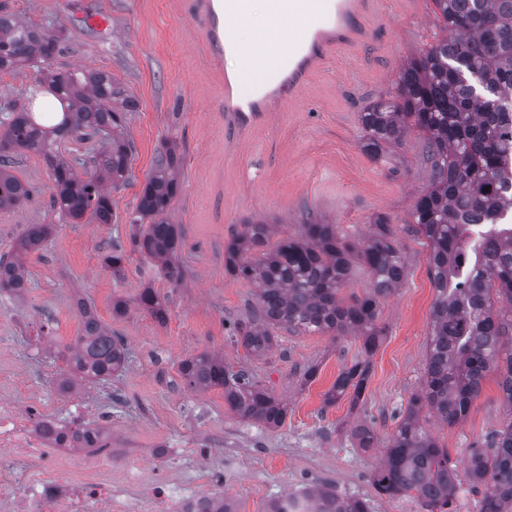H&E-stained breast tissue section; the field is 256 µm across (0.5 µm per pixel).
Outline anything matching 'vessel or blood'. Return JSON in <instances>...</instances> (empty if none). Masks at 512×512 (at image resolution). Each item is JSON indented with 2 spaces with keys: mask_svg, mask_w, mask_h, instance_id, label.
I'll use <instances>...</instances> for the list:
<instances>
[{
  "mask_svg": "<svg viewBox=\"0 0 512 512\" xmlns=\"http://www.w3.org/2000/svg\"><path fill=\"white\" fill-rule=\"evenodd\" d=\"M244 0H189L188 9L204 23V32L214 58H222L230 41L224 36L221 14H235L242 10ZM374 8V0H336L335 15L318 28L309 41L303 43L295 57L288 62V72L283 85L266 88L256 98L242 99L232 82H224V116L240 128L257 123L273 103H285L286 93H298L309 76L322 68L328 57L342 47L363 43L368 32L363 20Z\"/></svg>",
  "mask_w": 512,
  "mask_h": 512,
  "instance_id": "b4317fda",
  "label": "vessel or blood"
}]
</instances>
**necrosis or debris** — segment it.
Masks as SVG:
<instances>
[{
  "mask_svg": "<svg viewBox=\"0 0 512 512\" xmlns=\"http://www.w3.org/2000/svg\"><path fill=\"white\" fill-rule=\"evenodd\" d=\"M53 418L35 407L0 403V512H214L223 479L174 494L169 480L117 494L111 453L61 444Z\"/></svg>",
  "mask_w": 512,
  "mask_h": 512,
  "instance_id": "obj_1",
  "label": "necrosis or debris"
}]
</instances>
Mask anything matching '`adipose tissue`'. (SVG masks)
Wrapping results in <instances>:
<instances>
[{
	"label": "adipose tissue",
	"mask_w": 512,
	"mask_h": 512,
	"mask_svg": "<svg viewBox=\"0 0 512 512\" xmlns=\"http://www.w3.org/2000/svg\"><path fill=\"white\" fill-rule=\"evenodd\" d=\"M259 25L260 31L251 39H243L242 34L252 25ZM311 22L300 13L291 11L288 4L272 8L271 4L257 6L256 0H245L240 15L225 18L224 26L238 49L229 60L241 71L245 80H252L261 66L269 64L272 57L287 55L297 37Z\"/></svg>",
	"instance_id": "adipose-tissue-1"
}]
</instances>
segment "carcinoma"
Masks as SVG:
<instances>
[{"label": "carcinoma", "mask_w": 512, "mask_h": 512, "mask_svg": "<svg viewBox=\"0 0 512 512\" xmlns=\"http://www.w3.org/2000/svg\"><path fill=\"white\" fill-rule=\"evenodd\" d=\"M449 36L399 73L396 99L378 100L360 115L363 148L379 158L385 147L416 131L425 141L430 184L416 197L411 232L429 248L428 275L437 294L430 313V341L422 388L411 394L382 462L373 473L377 492L389 498L416 494L427 512H443L457 496L458 478L448 449L426 430L425 414L453 426L478 398L501 348L512 342V227L499 219L512 212V0H433ZM60 36L47 27L18 24L0 15V73L33 63L45 65L59 51ZM45 91L60 105L48 124L18 101L0 119V209L17 206L29 188L11 169L18 150L43 156L54 184L53 206L71 221L108 224L112 200L103 189L127 181L132 144L126 137L128 113L137 102L105 71L45 70ZM99 137L107 149L92 165L66 161L55 147L68 137ZM177 155L169 147L157 157L130 223L139 225L134 250L175 273L171 259L181 245L178 226L168 219L180 190ZM355 244L337 224L308 216L297 233L270 244L272 225L247 222L224 248L225 269L256 288L252 318L231 325L251 354L267 351L273 331L286 329L354 334L365 354L378 347L382 299L405 279L406 263L387 219ZM52 225L32 224L14 254L0 257V291L18 295L27 287L23 258L40 251ZM358 256L369 274L366 291L345 302L341 288ZM500 302L495 307L494 302ZM141 309L163 321L167 306L153 288L137 297ZM83 333L68 348V373L60 389L105 382L123 371L127 351L86 305ZM179 372L198 389L221 388L224 402L240 418L275 429L287 407L243 370L203 352L183 360ZM370 373L366 358L344 366L325 394V403L360 399ZM499 387L512 405V353L500 370ZM491 451L470 447L467 473L482 494L481 512H512V421L494 432ZM301 512H371L367 500L342 497L332 487L306 486Z\"/></svg>", "instance_id": "cac0c4a2"}]
</instances>
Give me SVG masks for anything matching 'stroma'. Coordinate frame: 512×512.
I'll list each match as a JSON object with an SVG mask.
<instances>
[{
    "label": "stroma",
    "mask_w": 512,
    "mask_h": 512,
    "mask_svg": "<svg viewBox=\"0 0 512 512\" xmlns=\"http://www.w3.org/2000/svg\"><path fill=\"white\" fill-rule=\"evenodd\" d=\"M0 10L59 31L61 51L50 70L111 73L138 104L127 125L131 171L111 192V223L62 221L50 204L42 157H15L13 173L32 195L0 210V255L12 254L28 225L49 224L53 231L44 249L26 258L25 292L0 294V402L23 408L42 401L65 424L73 420L70 403H93L112 439L117 483L129 470L203 490L215 467L224 472V496L235 512H268L274 497L314 481L368 500L372 512H425L414 497L380 496L371 476L423 380L436 291L426 241L408 222L430 171L424 140L415 133L372 158L363 149L359 115L373 101L392 98L403 64L444 37L432 0H377L364 20L368 40L339 50L292 104L274 108L244 133L224 124L229 63L212 60L185 0H0ZM98 14L107 16L105 28L88 23ZM169 143L182 154L181 189L169 212L182 232L173 276L133 252L127 221ZM308 214L340 225L352 241L371 233L374 217L385 216L406 259L402 287L380 304L385 334L355 406L346 398L325 406L324 395L343 364L360 358L359 338L283 331L271 351L256 356L228 332L229 322L250 318L256 303L253 285L225 270V244L248 221L276 225L282 237L294 234ZM116 244L125 250L118 274L104 263ZM147 285L165 298L166 323L139 308L137 296ZM118 298L128 303L122 317L112 313ZM80 301L124 340L128 360L111 382L64 393L63 354L83 329ZM204 351L222 355L287 403L285 423L263 429L229 410L222 390L187 386L179 364ZM309 365L317 374L307 382L302 373ZM498 381L497 373L486 377L462 422L447 426L428 417L429 434L457 463L471 445L487 447L491 433L512 421ZM360 425L374 431V448L355 447L351 431Z\"/></svg>",
    "instance_id": "35a3bbf8"
}]
</instances>
